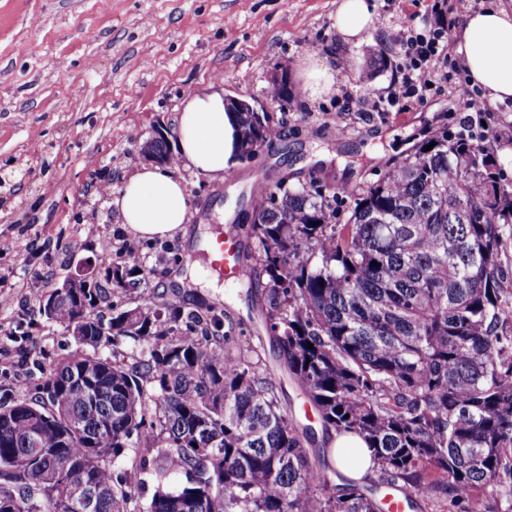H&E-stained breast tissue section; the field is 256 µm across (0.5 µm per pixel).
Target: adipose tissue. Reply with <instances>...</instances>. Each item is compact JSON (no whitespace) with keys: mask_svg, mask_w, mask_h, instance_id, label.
Segmentation results:
<instances>
[{"mask_svg":"<svg viewBox=\"0 0 512 512\" xmlns=\"http://www.w3.org/2000/svg\"><path fill=\"white\" fill-rule=\"evenodd\" d=\"M375 24L369 0H339L336 30L343 42L359 41ZM455 53L472 85L493 101L512 99V10L499 5L469 11L455 35ZM337 72L311 56L300 59L295 77L310 100L329 95ZM177 161L214 180L238 165L237 120L218 83L190 93L177 115ZM122 224L139 239L180 238L209 251L214 235L199 236L187 221L194 207L170 167L148 165L130 176L113 200Z\"/></svg>","mask_w":512,"mask_h":512,"instance_id":"1","label":"adipose tissue"}]
</instances>
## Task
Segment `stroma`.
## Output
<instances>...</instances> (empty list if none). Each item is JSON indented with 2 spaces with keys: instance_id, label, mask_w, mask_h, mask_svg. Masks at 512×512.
<instances>
[{
  "instance_id": "1",
  "label": "stroma",
  "mask_w": 512,
  "mask_h": 512,
  "mask_svg": "<svg viewBox=\"0 0 512 512\" xmlns=\"http://www.w3.org/2000/svg\"><path fill=\"white\" fill-rule=\"evenodd\" d=\"M491 0H373L375 30L342 42L336 0H0V237H18L21 252L0 253V280L14 297L0 308V404L29 396L50 365L78 349L64 325L41 315L38 300L76 274L80 263L105 282L119 263L114 245L127 234L112 203L93 193L99 183L119 189L143 164L142 144L155 131L173 135L183 100L220 80L226 98L266 108L281 134L272 148L240 159L233 182L184 173L203 232L234 219L249 222L254 182L338 188L337 223L352 197L380 175L431 126L456 128L460 110L448 83L436 80L422 99L393 105L386 89L406 61L386 31L431 39L461 25L468 10ZM345 59L350 88L380 97L373 116L348 119L340 90L304 99L295 81L299 60ZM288 100L273 96L276 76ZM349 120L337 135L336 124ZM99 209L98 223L88 221ZM81 251L70 252L72 239ZM156 304L224 312L242 347L271 363L269 333L250 301L260 298L234 280L222 297L203 285V253L189 255L179 239L138 240ZM199 260V287L170 279Z\"/></svg>"
}]
</instances>
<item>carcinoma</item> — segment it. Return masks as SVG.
<instances>
[{
  "label": "carcinoma",
  "mask_w": 512,
  "mask_h": 512,
  "mask_svg": "<svg viewBox=\"0 0 512 512\" xmlns=\"http://www.w3.org/2000/svg\"><path fill=\"white\" fill-rule=\"evenodd\" d=\"M237 123L241 157L272 143L268 113L240 107ZM335 203L314 181L267 191L249 227L260 312L324 441L361 436L387 492L312 446L226 314L146 299L105 318L112 292L146 286L115 264L112 287L39 304L92 352L0 407V512H83L74 494L88 485L94 512H385L395 491L411 508L443 492L462 512H512V183L442 125L361 188L340 225ZM128 340L147 345L130 365Z\"/></svg>",
  "instance_id": "1"
}]
</instances>
